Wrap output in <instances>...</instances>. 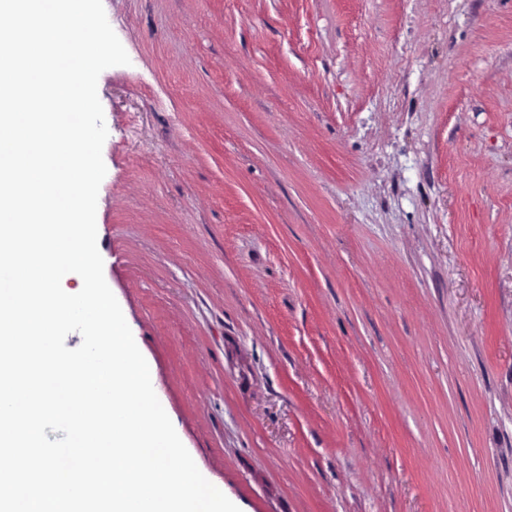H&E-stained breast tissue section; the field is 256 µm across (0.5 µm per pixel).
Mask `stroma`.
<instances>
[{
  "instance_id": "35a3bbf8",
  "label": "stroma",
  "mask_w": 512,
  "mask_h": 512,
  "mask_svg": "<svg viewBox=\"0 0 512 512\" xmlns=\"http://www.w3.org/2000/svg\"><path fill=\"white\" fill-rule=\"evenodd\" d=\"M103 6L97 247L198 469L241 512H512V0Z\"/></svg>"
}]
</instances>
